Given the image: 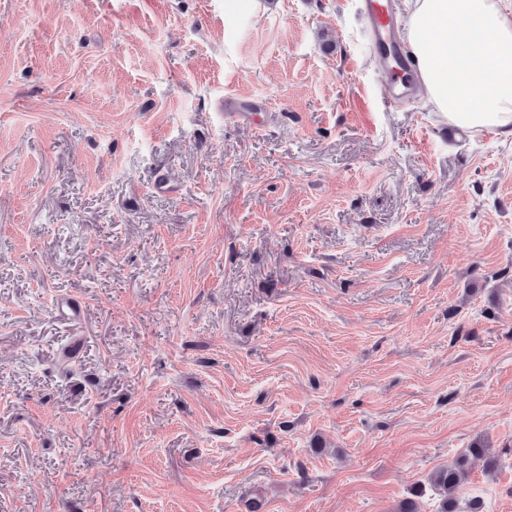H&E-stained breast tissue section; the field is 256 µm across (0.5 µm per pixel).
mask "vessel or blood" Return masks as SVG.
Returning <instances> with one entry per match:
<instances>
[{"instance_id": "b4317fda", "label": "vessel or blood", "mask_w": 512, "mask_h": 512, "mask_svg": "<svg viewBox=\"0 0 512 512\" xmlns=\"http://www.w3.org/2000/svg\"><path fill=\"white\" fill-rule=\"evenodd\" d=\"M363 9L374 61L390 75L382 96L394 101L405 99L417 79V66L397 35V22L390 0H364ZM218 108L220 117L258 128L262 125L260 114L267 111L268 105L263 101H246L231 96L222 99Z\"/></svg>"}]
</instances>
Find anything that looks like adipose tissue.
Segmentation results:
<instances>
[{"label": "adipose tissue", "mask_w": 512, "mask_h": 512, "mask_svg": "<svg viewBox=\"0 0 512 512\" xmlns=\"http://www.w3.org/2000/svg\"><path fill=\"white\" fill-rule=\"evenodd\" d=\"M405 38L442 119L512 137V7L505 0H408Z\"/></svg>", "instance_id": "ef3b65f1"}]
</instances>
